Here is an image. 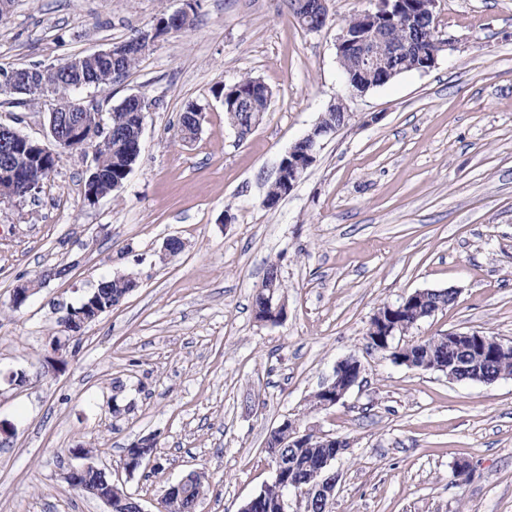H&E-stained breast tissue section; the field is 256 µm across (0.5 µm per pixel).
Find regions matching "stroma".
Returning a JSON list of instances; mask_svg holds the SVG:
<instances>
[{"mask_svg": "<svg viewBox=\"0 0 512 512\" xmlns=\"http://www.w3.org/2000/svg\"><path fill=\"white\" fill-rule=\"evenodd\" d=\"M189 3L188 30L69 95L105 117L144 98L142 150L122 186L87 201L93 153L65 152L37 194L0 199V512H107L67 480L86 463L145 512L191 470L207 476L197 512H238L271 483L264 448L287 419L350 443L333 464V512H512V377L451 381L366 337L382 303L453 288V306L395 345L451 330L512 341V0H439L455 50L361 97L346 90L336 37L373 0H333L317 32L286 0H14L0 17V69L109 48ZM247 77L272 98L241 139L215 90ZM339 97L347 124L265 206L282 157ZM191 104L201 126L185 142ZM51 107L2 94L0 124L48 146ZM173 236L184 248L164 257ZM273 264L288 315L262 325L253 301ZM53 267L62 276L14 306L15 288ZM129 273L139 288L68 337L69 308ZM350 355L360 383L311 409ZM148 436L158 466L127 474V449ZM460 460L469 482L453 476Z\"/></svg>", "mask_w": 512, "mask_h": 512, "instance_id": "1", "label": "stroma"}]
</instances>
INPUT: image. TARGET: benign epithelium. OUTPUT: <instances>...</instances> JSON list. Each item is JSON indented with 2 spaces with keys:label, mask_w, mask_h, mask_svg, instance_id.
<instances>
[{
  "label": "benign epithelium",
  "mask_w": 512,
  "mask_h": 512,
  "mask_svg": "<svg viewBox=\"0 0 512 512\" xmlns=\"http://www.w3.org/2000/svg\"><path fill=\"white\" fill-rule=\"evenodd\" d=\"M430 3L429 15L424 20L426 32L429 33L431 49L427 54H420L422 64L417 69L426 72L437 64L440 55L446 51L455 49L454 41L442 38L437 32L436 9L438 0H428ZM411 14L406 0H376L372 10L363 11L358 14L357 19L351 25H343L341 33L336 41V54L342 58L347 56L355 63V71L364 80L366 88H376L402 73L395 62L404 56L417 52L416 43L412 38H405L399 42L388 40L386 33L388 25L396 20L406 22ZM124 53V46L119 44L115 47L95 51L93 53L77 55L70 58V62L79 65L82 63L93 64L100 58L118 59ZM43 69L29 70L17 73L9 80L8 89L12 91L27 92L40 84ZM131 110L130 118L133 122V135L130 137V151L138 155L141 149V135L144 122V101L139 95L133 94L125 98ZM86 106L73 101H62L52 107L50 112L49 133L58 147L65 148L69 143L78 139L81 133L79 113L84 111ZM342 125L333 126L319 121L313 129L302 139L298 140L282 157L276 179L288 176V190H293L301 181L307 169L315 161L317 150L321 141L336 133ZM31 142V139L22 135L13 127L0 125V171L6 175H14L11 170V158L16 154V139ZM281 275L276 272L267 278L260 287V293L269 309L266 319L268 323H280L287 317V300L280 288ZM443 296L446 291L439 289L417 290L395 303H384L380 305L373 314L370 322L371 333L376 337L377 349L390 352L394 362L410 368H417L423 371L440 372L454 381L457 378L458 366L450 362L441 363L435 359L418 361L412 354L415 345L392 346L396 336L408 331L410 324L408 319L425 320L435 314V311H426L422 308L424 298L429 295ZM93 295H88L83 301L80 309L70 310V313L63 320L64 328L69 330L72 327L70 321L74 320L85 326L95 316V308L92 305ZM438 343L448 346L450 350H456L461 345H469V351L474 355L473 365L477 367H491L496 358L512 352V342L493 335L461 332L457 330L443 333L439 336ZM362 372L360 360L349 356L336 364L333 375L323 383L318 391L314 393L319 400L317 409H328L339 403L349 390L357 384ZM279 429L288 433V444L301 445L305 448H334L336 454L340 455L347 450L346 441L340 437L320 436L315 432L300 429L297 421L286 419L279 426ZM273 482L282 483L287 487V493L279 499L280 512H288V492H293L297 497V504L304 509V512H312L313 507L321 501L333 499L338 478L331 475L324 477L330 471L333 458L328 457L321 461L306 481L296 482L286 478V464L278 455H272ZM156 465V456L142 455L130 456L124 461V469L132 474L135 471ZM97 467L86 464L75 467L67 474L68 481L75 487L88 492L107 506V512H115L112 502L119 501V506L133 505L132 512H146L141 503L134 500L130 495L121 491L114 482L111 475H104V478L96 483H85L81 478L89 471H95Z\"/></svg>",
  "instance_id": "7a95c632"
}]
</instances>
